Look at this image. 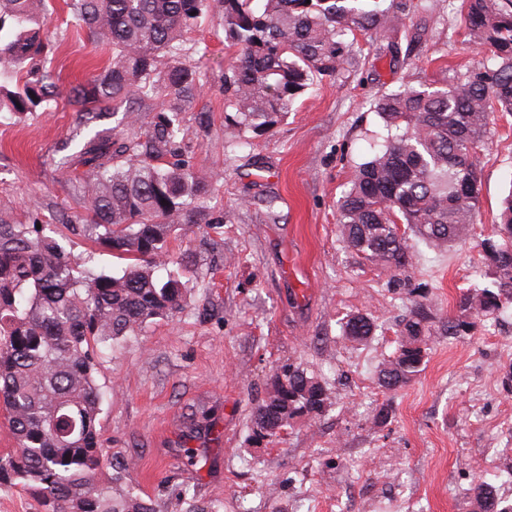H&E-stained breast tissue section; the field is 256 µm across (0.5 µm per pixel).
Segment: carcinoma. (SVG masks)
<instances>
[{
  "instance_id": "1",
  "label": "carcinoma",
  "mask_w": 512,
  "mask_h": 512,
  "mask_svg": "<svg viewBox=\"0 0 512 512\" xmlns=\"http://www.w3.org/2000/svg\"><path fill=\"white\" fill-rule=\"evenodd\" d=\"M437 2L67 0L75 25L111 59L89 86L68 92L74 134L51 159L76 203L62 216L67 232L37 215L20 223L12 202L0 200V413L15 441L0 453V488L35 495L44 512H160L101 447L105 391L97 357L184 310L195 270L190 253L171 255L168 240L182 224L224 223V212L204 205L222 177L198 165L182 136L183 113L205 86L185 59L187 34L199 19L218 17L233 53L224 69L226 126L261 136L316 82L356 72L363 46L380 56H410ZM455 2L466 37L489 48L493 61L460 70L434 89L405 87L376 98L371 111L389 134L359 164L337 208L348 245L398 273L414 266L402 224L429 245L469 238L491 116L512 115V0ZM47 4L0 0V113L19 121L49 109L59 95L51 71L40 68L49 50ZM131 99L121 129H90L102 117L96 106ZM154 100L145 121L140 106ZM72 234L96 247L80 262L71 256ZM478 246L487 285L462 293L455 312L440 321L425 296L413 297L397 324L393 358L378 367L380 388L407 385L424 369L434 337L472 336L512 300V193ZM98 250L112 254V268L96 262ZM165 264L176 270L160 280L156 269ZM376 330L360 312L342 322V334L357 342ZM331 406L321 378L283 364L252 410L253 436L275 440L293 417L315 420ZM213 421L207 409L192 415L189 437L210 432ZM496 479L474 480L461 512H512Z\"/></svg>"
}]
</instances>
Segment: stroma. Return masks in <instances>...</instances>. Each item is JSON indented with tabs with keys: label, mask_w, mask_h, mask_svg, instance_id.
Wrapping results in <instances>:
<instances>
[{
	"label": "stroma",
	"mask_w": 512,
	"mask_h": 512,
	"mask_svg": "<svg viewBox=\"0 0 512 512\" xmlns=\"http://www.w3.org/2000/svg\"><path fill=\"white\" fill-rule=\"evenodd\" d=\"M46 15L49 68L62 89L84 83L105 61L62 0ZM187 58L207 80L183 129L198 161L223 173L216 207L221 228L183 225L169 249L197 248L203 287L185 310L98 359L107 397L100 416L104 448L129 467L161 512H186L190 488L221 512H458L471 481L498 475L512 498V302L474 336L436 337L423 371L398 391H382L376 370L396 348L395 325L410 293L426 295L437 318L455 309L463 290L483 284L487 262L474 242L438 250L416 243L415 265L398 275L357 254L342 240L337 202L355 168L374 155L387 132L370 103L401 84L441 83L454 71L490 59L468 43L451 5L427 19L407 60L365 51L358 71L323 82L300 97L272 132L236 134L224 126V68L231 60L217 18L188 36ZM209 113L201 133L196 111ZM67 98L26 121L0 120V198L14 216L69 210L73 202L49 160L73 131ZM480 154V216L489 234L512 190V116H495ZM261 157L264 169L253 166ZM275 196L278 223L265 221ZM248 207H239L240 199ZM362 312L378 330L370 340L342 336L339 322ZM296 363L327 384L333 406L297 424L271 446L252 436L250 414L274 369ZM392 418L378 425L383 404ZM213 410L219 439L207 456L188 458L187 417Z\"/></svg>",
	"instance_id": "obj_1"
}]
</instances>
